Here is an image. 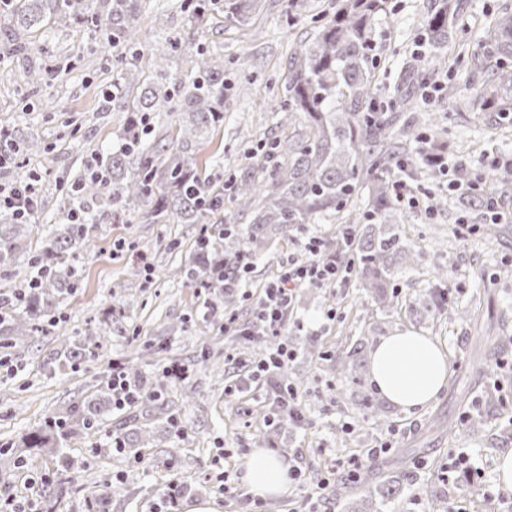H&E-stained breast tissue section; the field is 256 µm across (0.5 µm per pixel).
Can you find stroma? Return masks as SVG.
Wrapping results in <instances>:
<instances>
[{
    "label": "stroma",
    "instance_id": "35a3bbf8",
    "mask_svg": "<svg viewBox=\"0 0 512 512\" xmlns=\"http://www.w3.org/2000/svg\"><path fill=\"white\" fill-rule=\"evenodd\" d=\"M339 3L261 0L248 23L232 26L220 16L192 18L187 0H143L136 26L145 42L178 38L224 60V119L206 140L192 145L194 173L225 182L262 176L266 144L289 135L278 112L288 58ZM432 4L382 0L370 32L376 106L382 112L391 110L400 70L413 66L424 75L414 89L416 103L436 117L434 125L423 126V133L439 134L447 142L449 161L498 175V163L512 160V127L495 128L474 113L456 111L448 90L476 83L470 69L454 59L461 47L476 49L491 17L512 0H463L465 41H448L437 51L423 36ZM28 42L35 53L20 56L0 21V129L16 144L36 140L42 145L41 151L23 157L26 172L46 202L41 223L30 227L29 243L37 249L43 225L60 224L66 192L86 176L91 157L120 144L141 85H157L158 78L146 67L139 47L103 52L84 27L50 24L30 34ZM435 53L452 61V68L429 73L428 61ZM119 60L141 66L140 86L117 85ZM41 64L52 67L53 74L40 88H30L24 71ZM49 100L57 111H45ZM449 181L439 172L410 182L418 203L398 207L403 238L424 253L421 265L402 277L401 298L411 302L421 297L438 264L448 271L445 287L455 305L472 306L482 320L506 314V329L512 333V280L495 277L501 262H512V223L485 224L467 207L465 189L450 187ZM440 197L447 198L448 208L437 212L432 205ZM89 235V242L75 251L82 277L79 288L56 301L41 330L25 338L0 331V445L81 405L106 386L117 363L136 366L145 391H163L165 412L153 415L154 403L146 398L103 415L94 432L67 446L65 453L75 462L71 470L47 452L30 449L25 468H0V493L30 502L34 512H86V499L109 485L114 489L109 512H151L177 481L185 488L180 507L212 500L221 512H246V455L261 447L306 474L305 483H290L287 492L266 499L263 512H315L312 482L325 477L336 463L378 447L382 454L372 464L379 476H386L393 455L400 454L412 478L399 498L382 503V512H498L512 498L510 489L498 501L470 498L461 489L466 474L452 468L453 455L462 451L482 471L483 485L497 482L498 457L512 448V436L502 433L512 424V346L490 350L478 364L469 354L475 329L459 323L450 310L420 322L401 311H380L352 276L333 287L300 289L281 335L297 356L280 379L297 389L306 419L300 426L280 424L260 445L253 432L265 412L262 385L225 396L224 387L236 379L237 370L213 367L229 353L250 358L251 344L225 334L224 320L231 316L237 324H247L251 306L241 294L228 297L220 288L202 291L183 276V268L194 260L198 225L176 220L147 224L137 212H108L91 225ZM296 237V231H289L254 256L248 291L259 292L289 255L297 253ZM143 258L152 274L131 276L129 266ZM330 310L336 313L331 321L325 317ZM103 327L108 333L101 335L94 357L73 369L61 367V337L85 343ZM396 330L430 336L446 351V387L417 413L393 405L379 418L352 412L348 395L360 387L373 391L374 386L369 381L360 387L352 384L347 374L330 370V360L361 335L374 344ZM174 363L188 366L187 377L169 375L167 368ZM469 411L488 415L483 440L428 433L433 418L454 422ZM145 413L150 416L147 442L113 452L111 434ZM173 415L179 427L171 426ZM27 470L37 476L29 489L23 485ZM227 470L236 489L224 494L219 476ZM444 473L449 476L445 482L440 479Z\"/></svg>",
    "mask_w": 512,
    "mask_h": 512
}]
</instances>
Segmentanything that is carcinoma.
Segmentation results:
<instances>
[{
    "label": "carcinoma",
    "mask_w": 512,
    "mask_h": 512,
    "mask_svg": "<svg viewBox=\"0 0 512 512\" xmlns=\"http://www.w3.org/2000/svg\"><path fill=\"white\" fill-rule=\"evenodd\" d=\"M0 5L14 36L15 50H26L21 36L53 21L59 25L83 24L91 18L93 31L105 51L120 43H131L137 36L136 17L140 0H6ZM380 0H344V5L327 20L309 43L298 46L288 60L285 85L286 107L281 121L301 125V133L286 141L271 144L267 157L272 160L268 174L259 181L241 180L233 184V199L238 208L250 211L247 227L225 232L208 244L196 242L199 264L184 269L186 278L197 281L210 277L224 266V260H237L262 252L276 236L304 224H316L324 217H346L354 227L348 252L354 275L386 311L400 307L399 275L415 270L421 254L402 238L397 219L392 176L395 170L413 177L423 168L434 166L432 158L443 152V143L426 137L416 156L407 153L405 139L426 115L414 112L410 88L418 80L409 67L396 87L397 111L380 112L376 107L373 58L369 51V33ZM191 12L222 13L224 21L239 25L246 22L260 6V0H190ZM461 0H436L424 21L427 41L435 48L458 31ZM192 48L186 43L182 45ZM171 41L153 44L147 61L159 78L181 88L179 99L161 89L149 90L136 102L130 132L121 146L106 155H98L99 170L76 185L60 211L67 221V233L48 239L43 251L34 254L30 272L19 286L0 290V299L11 303L5 326L16 336H29L39 330L38 322L60 297L75 288L78 269L67 264L70 247L85 239L87 225L76 224L73 214L88 219L97 213L129 207L144 209L142 218L149 224H165L172 216L184 224H208L224 201V185L191 174L186 160L177 153L140 152V134L134 132L147 124L151 112L176 108L192 117L178 128L181 142L187 146L197 141L209 128L224 119V62L197 50L196 75L189 81L174 79L166 71L170 51L182 47ZM480 76L479 86L460 95L466 108L484 112L492 126L512 125V8L504 7L494 15L478 49L457 55ZM458 177L476 184L468 199L470 208L480 214L489 201H497L507 191V179L481 177L459 168ZM368 188L364 206L355 207L354 198L362 187ZM258 208H252L256 197ZM43 209L41 199L24 217L12 224H0V265L14 262L16 252L25 243L29 225L37 222ZM435 284L425 296L406 305L410 316L423 320L442 309L444 294L440 286L448 272L436 266ZM367 337H359L336 357V369L349 372L352 381L363 380ZM112 409V386L95 395L94 402L83 409H70L66 416L49 418L24 439L27 448H46L68 463L62 449L82 436V431L96 427L97 416ZM360 413H376L379 402L369 393L353 400ZM482 414H468L462 433L478 439L485 433ZM372 474L363 469L353 479L336 480L329 493V504L339 506L352 488H366Z\"/></svg>",
    "instance_id": "1"
}]
</instances>
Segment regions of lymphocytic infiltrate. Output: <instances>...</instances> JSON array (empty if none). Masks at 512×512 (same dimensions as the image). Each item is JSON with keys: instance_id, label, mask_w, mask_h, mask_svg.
Wrapping results in <instances>:
<instances>
[{"instance_id": "f902f5d3", "label": "lymphocytic infiltrate", "mask_w": 512, "mask_h": 512, "mask_svg": "<svg viewBox=\"0 0 512 512\" xmlns=\"http://www.w3.org/2000/svg\"><path fill=\"white\" fill-rule=\"evenodd\" d=\"M300 257L289 258L280 270L269 278L261 292L252 300L253 318L248 325H236L234 318L224 321L225 333L249 339L264 337L274 339L276 345L267 356L248 367V376L266 386L265 399L273 407L268 424L282 419L300 420L298 394L295 388L280 385L275 376L296 357V352L281 343L279 336L293 311L296 293L302 288H323L345 279L344 256L337 246L309 233L298 240Z\"/></svg>"}]
</instances>
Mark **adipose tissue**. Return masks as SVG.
<instances>
[{"instance_id":"1","label":"adipose tissue","mask_w":512,"mask_h":512,"mask_svg":"<svg viewBox=\"0 0 512 512\" xmlns=\"http://www.w3.org/2000/svg\"><path fill=\"white\" fill-rule=\"evenodd\" d=\"M448 358L430 337L411 330L380 339L370 355L369 372L379 392L407 412L425 407L444 388ZM244 482L248 492L265 499L286 492L287 463L263 449L250 453Z\"/></svg>"}]
</instances>
